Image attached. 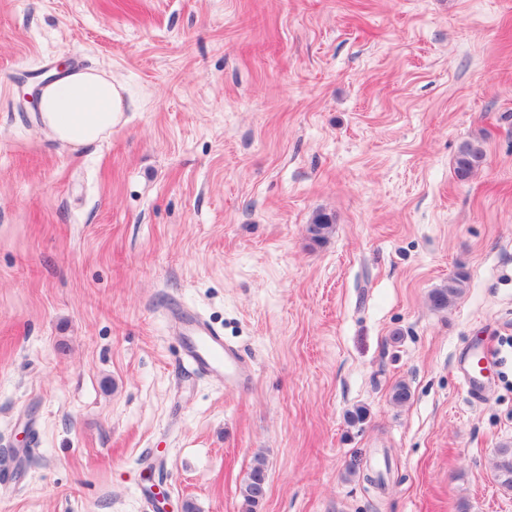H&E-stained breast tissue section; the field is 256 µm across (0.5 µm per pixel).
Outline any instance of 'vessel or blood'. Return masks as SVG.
Returning <instances> with one entry per match:
<instances>
[{
    "label": "vessel or blood",
    "instance_id": "b4317fda",
    "mask_svg": "<svg viewBox=\"0 0 512 512\" xmlns=\"http://www.w3.org/2000/svg\"><path fill=\"white\" fill-rule=\"evenodd\" d=\"M180 319L188 340L186 355L197 373L225 378L232 385L248 379L249 372L241 356L225 345L219 330L193 312H182ZM491 361V356L485 350L475 351L464 357L463 381L469 394L479 396L485 393L484 372Z\"/></svg>",
    "mask_w": 512,
    "mask_h": 512
}]
</instances>
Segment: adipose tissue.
Listing matches in <instances>:
<instances>
[{
	"label": "adipose tissue",
	"instance_id": "obj_1",
	"mask_svg": "<svg viewBox=\"0 0 512 512\" xmlns=\"http://www.w3.org/2000/svg\"><path fill=\"white\" fill-rule=\"evenodd\" d=\"M126 109L123 85L95 69L64 72L42 89L39 98L43 126L75 150L111 134Z\"/></svg>",
	"mask_w": 512,
	"mask_h": 512
}]
</instances>
